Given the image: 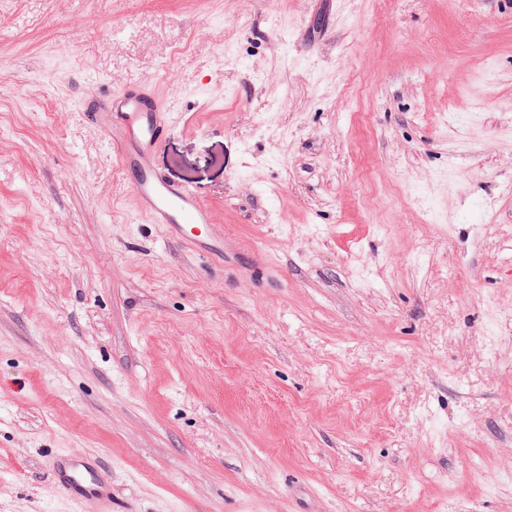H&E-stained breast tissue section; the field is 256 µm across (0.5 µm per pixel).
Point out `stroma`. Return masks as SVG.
<instances>
[{
	"mask_svg": "<svg viewBox=\"0 0 512 512\" xmlns=\"http://www.w3.org/2000/svg\"><path fill=\"white\" fill-rule=\"evenodd\" d=\"M149 84L224 264L77 102ZM512 0H0V512H512ZM53 477L59 490L82 512H114L112 509V470L92 455L58 457Z\"/></svg>",
	"mask_w": 512,
	"mask_h": 512,
	"instance_id": "obj_1",
	"label": "stroma"
}]
</instances>
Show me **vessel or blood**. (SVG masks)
Returning a JSON list of instances; mask_svg holds the SVG:
<instances>
[{
	"mask_svg": "<svg viewBox=\"0 0 512 512\" xmlns=\"http://www.w3.org/2000/svg\"><path fill=\"white\" fill-rule=\"evenodd\" d=\"M81 110L97 125L150 223L164 225L169 237L192 247L206 246L215 264L224 262V232L210 209L187 186L163 178L153 164L160 142L173 124L152 90L131 86L83 100ZM53 477L59 490L81 512H113L112 470L92 455L58 457Z\"/></svg>",
	"mask_w": 512,
	"mask_h": 512,
	"instance_id": "1",
	"label": "vessel or blood"
}]
</instances>
